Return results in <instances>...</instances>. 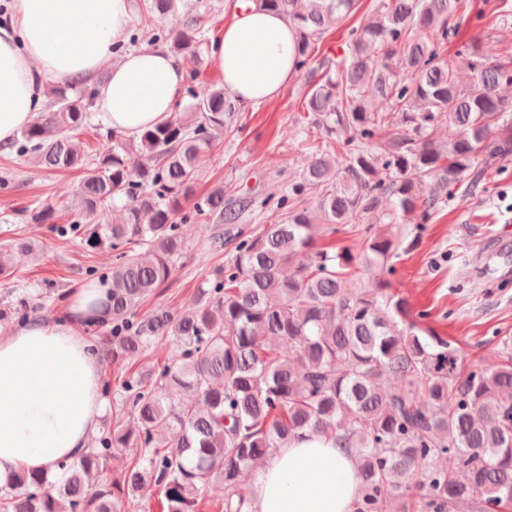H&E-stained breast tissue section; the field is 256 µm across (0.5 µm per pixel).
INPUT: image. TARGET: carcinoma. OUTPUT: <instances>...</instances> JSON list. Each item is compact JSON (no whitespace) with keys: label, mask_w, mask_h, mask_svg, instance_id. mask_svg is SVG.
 Wrapping results in <instances>:
<instances>
[{"label":"carcinoma","mask_w":512,"mask_h":512,"mask_svg":"<svg viewBox=\"0 0 512 512\" xmlns=\"http://www.w3.org/2000/svg\"><path fill=\"white\" fill-rule=\"evenodd\" d=\"M261 0L285 14L299 32L298 65L354 9L355 0ZM176 0L138 5L145 36L175 54L202 52L208 9L187 15L177 32L159 19ZM466 0H380L376 12L348 32L347 50L322 62L304 110L315 131L311 164L276 204L279 218L257 230L240 224L253 201L224 200V188L195 198L194 184L235 112L224 85L188 89L192 102L138 138L112 136L97 151L81 136L95 91L50 104L11 146L35 154L49 170L81 168L70 204L37 199L23 213L51 224L90 255L112 249L105 322L90 324L112 360L137 361L167 339L178 359L126 372L113 394L115 424L91 446L60 464L50 483L19 473L0 488V512H120L145 486L159 494L161 512H200L213 489L220 512H244L243 469L292 439L324 436L355 454L360 479L355 512H381L391 497L400 512H499L512 503V342L492 370L464 368L459 346L417 334L408 301L386 293L387 282L359 287L352 269L389 267L399 247L384 224L428 221L448 193L485 180L487 162L512 155V101L498 94L512 84V52L485 55L474 41L454 62L444 57ZM470 82L458 81V71ZM443 124L447 148L429 130ZM393 130L387 146L378 137ZM312 197L313 207L303 203ZM120 209L123 218L103 216ZM72 216L58 223L61 212ZM215 223L210 250L227 254L197 288V307L139 312L168 282L184 239L178 216ZM367 218L356 245L320 248L313 228L334 234ZM32 247L21 238L0 243V278L13 256ZM285 350L278 351L272 342ZM398 380L383 391L378 380ZM166 427L171 437L158 430ZM132 452L129 467L108 475L112 449ZM452 457L456 466L442 460Z\"/></svg>","instance_id":"1"}]
</instances>
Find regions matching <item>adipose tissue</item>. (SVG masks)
I'll list each match as a JSON object with an SVG mask.
<instances>
[{"label":"adipose tissue","instance_id":"ef3b65f1","mask_svg":"<svg viewBox=\"0 0 512 512\" xmlns=\"http://www.w3.org/2000/svg\"><path fill=\"white\" fill-rule=\"evenodd\" d=\"M135 0H10L0 21V145L37 113L46 81L96 86L109 127L138 137L174 112L185 68L167 49L126 42ZM299 33L288 19L239 0L233 21L209 50L224 89L241 103L277 98L296 78ZM103 290L81 286L61 321L35 320L0 332V487L16 473L48 479L88 447L104 413L102 366L84 334L107 318ZM355 456L333 440L289 441L266 456L248 488L249 512H354Z\"/></svg>","mask_w":512,"mask_h":512}]
</instances>
